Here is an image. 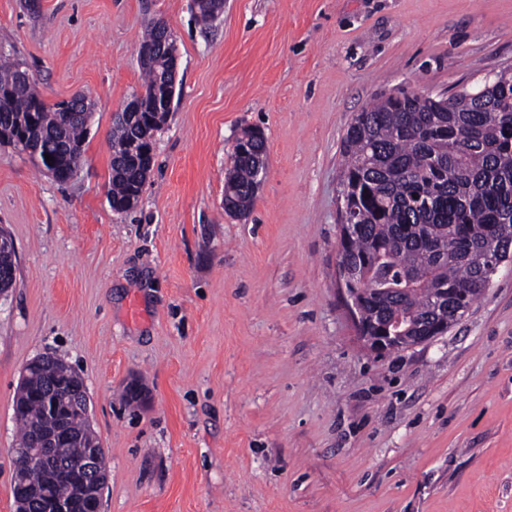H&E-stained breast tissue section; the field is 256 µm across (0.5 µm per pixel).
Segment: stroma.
I'll list each match as a JSON object with an SVG mask.
<instances>
[{"label":"stroma","mask_w":512,"mask_h":512,"mask_svg":"<svg viewBox=\"0 0 512 512\" xmlns=\"http://www.w3.org/2000/svg\"><path fill=\"white\" fill-rule=\"evenodd\" d=\"M179 54L137 207L112 211V114L147 21ZM0 52L48 102L95 105L57 183L0 144V512L13 400L51 354L90 396L101 512H512V263L427 345L378 357L336 279L343 138L373 99L475 89L512 64V0H0ZM267 140L251 214L224 211L242 128ZM0 250L14 252L15 248L9 236L3 232L0 234ZM16 259L12 258L11 253H0V291H6L10 288L16 277Z\"/></svg>","instance_id":"35a3bbf8"}]
</instances>
